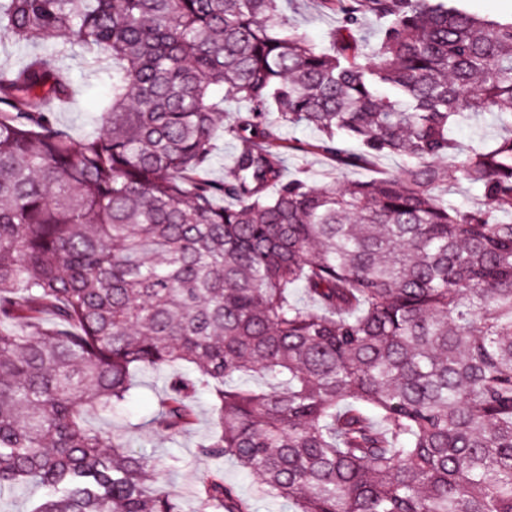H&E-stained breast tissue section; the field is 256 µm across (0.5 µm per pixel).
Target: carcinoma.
Masks as SVG:
<instances>
[{
	"instance_id": "1",
	"label": "carcinoma",
	"mask_w": 512,
	"mask_h": 512,
	"mask_svg": "<svg viewBox=\"0 0 512 512\" xmlns=\"http://www.w3.org/2000/svg\"><path fill=\"white\" fill-rule=\"evenodd\" d=\"M320 5L328 50L280 0H0V46L38 49L0 69V492L48 488L30 512H183L148 454L85 424L138 370L181 364L195 376L146 425L189 430L208 391L200 457L296 512H512V19ZM54 37L112 65L80 141L48 108L72 94ZM226 99L246 108L224 129ZM484 114L493 145L451 136ZM298 126L317 140L286 142ZM222 130L241 149L219 182ZM290 149L407 164L314 187L282 179ZM460 181L485 203L437 194ZM194 498L254 512L218 466ZM448 199L460 207H479L484 204V197L478 184L463 181L458 188L448 195ZM223 468L225 481L234 486L241 496L252 497L257 494L258 478L255 475L242 470L233 461L227 459L223 462Z\"/></svg>"
}]
</instances>
